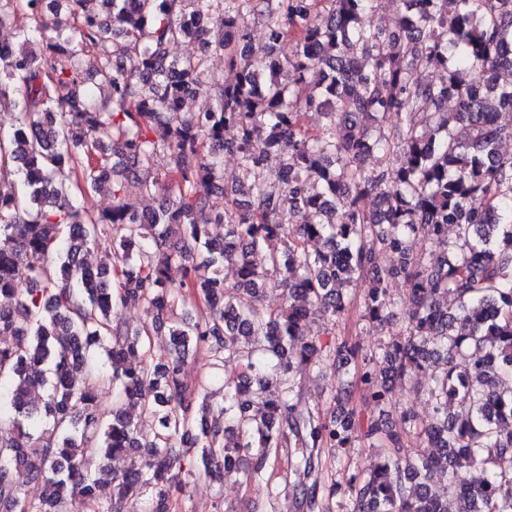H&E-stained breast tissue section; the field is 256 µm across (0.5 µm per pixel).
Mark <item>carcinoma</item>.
<instances>
[{"mask_svg":"<svg viewBox=\"0 0 512 512\" xmlns=\"http://www.w3.org/2000/svg\"><path fill=\"white\" fill-rule=\"evenodd\" d=\"M394 24L366 21L377 0H0L18 41L0 48V104L13 102L14 127L0 130V162L21 190L0 189V512H64L79 494L93 512L146 505L171 512L183 493L170 471L195 454L208 476L250 459L246 477L266 474L281 448L299 450L293 492L316 512L322 448L374 439L383 460L350 487L348 512H512V0H399ZM263 22L268 52H251V24ZM35 22L42 50H32ZM291 39L294 54L277 45ZM199 42L224 55L233 83L208 73L203 55L172 59L169 46ZM112 43V54L90 48ZM446 73L441 82L422 78ZM109 88L92 101L87 81ZM206 94L214 105L184 112ZM306 112L322 119L308 132ZM468 129L461 139L458 126ZM233 129L235 135L224 137ZM288 141V152L279 150ZM165 152L169 169L152 173ZM237 159L224 179L222 157ZM147 194L178 193L139 212L123 202V182ZM224 208L211 204L216 188ZM107 191L112 207L94 213L75 193ZM296 222L275 219L282 197ZM455 237L448 238V225ZM112 238V266L81 256ZM422 238L428 249L412 243ZM266 248V264L251 254ZM236 280H224V264ZM404 278L403 337L364 358L362 397L384 408L393 385L432 368L425 392L433 418L386 430L356 422L354 392L331 396L339 414L301 403L295 374L357 351L305 340L318 317L333 330L348 290H364L359 333L394 311L388 282ZM286 292L272 309L268 284ZM212 317L187 320L189 299ZM138 305L152 324L169 323L170 356L150 354L149 332L112 324L115 306ZM112 363L110 421L98 409L96 351ZM221 366L224 425L198 421V391L186 379L189 351ZM48 387L32 405L31 393ZM158 423L138 437L127 406ZM417 438L432 454L408 455ZM137 459L122 470L108 461ZM100 460L92 473L86 461ZM485 478L471 484L467 472ZM44 485L29 498L15 473Z\"/></svg>","mask_w":512,"mask_h":512,"instance_id":"1","label":"carcinoma"}]
</instances>
